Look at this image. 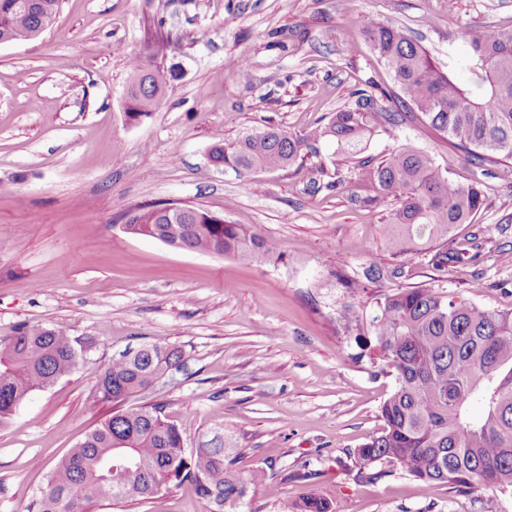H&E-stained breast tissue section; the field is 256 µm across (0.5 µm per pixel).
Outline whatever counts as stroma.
Masks as SVG:
<instances>
[{
  "label": "stroma",
  "mask_w": 512,
  "mask_h": 512,
  "mask_svg": "<svg viewBox=\"0 0 512 512\" xmlns=\"http://www.w3.org/2000/svg\"><path fill=\"white\" fill-rule=\"evenodd\" d=\"M354 13L404 28L443 66L462 54L463 30L512 26V0H62L52 29L0 44V336L42 324L71 336L81 356L0 430V512H26L50 467L114 411L95 396L101 370L152 344L182 348L183 360L127 407L158 405L187 447L218 438L238 449L241 476L264 470L238 512H278L308 494L336 512H512L510 493L463 495L397 465L365 480L356 450L382 430L395 378L339 322L348 304L371 320L397 288L512 310V180L468 164L420 120L376 125L368 155L411 146L451 182L481 181L485 194L484 211L455 236L398 258L384 239L391 203L364 204L370 191L334 144L303 160L323 180H344L316 194L291 168L208 160L214 142L250 126L304 134L354 107L361 89L388 92L394 108L393 76L348 24ZM160 36L170 45L163 95L129 123L128 60L149 59ZM237 58L249 61L248 76L227 70ZM167 201L276 239L284 257L258 263L123 232L129 212ZM472 237L477 257L436 264ZM94 509L208 512L185 486Z\"/></svg>",
  "instance_id": "obj_1"
}]
</instances>
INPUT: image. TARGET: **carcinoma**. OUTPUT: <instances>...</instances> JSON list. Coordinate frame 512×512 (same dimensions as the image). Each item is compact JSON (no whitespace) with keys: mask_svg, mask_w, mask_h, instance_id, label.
Listing matches in <instances>:
<instances>
[{"mask_svg":"<svg viewBox=\"0 0 512 512\" xmlns=\"http://www.w3.org/2000/svg\"><path fill=\"white\" fill-rule=\"evenodd\" d=\"M61 0H0V37L28 41L52 28ZM359 28L391 71L401 111L386 110L376 96L358 92L356 105L334 113L302 135L272 125L246 129L238 138L213 144L210 157L235 170H283L317 144L331 142L346 153L362 150L379 118L389 126L414 112L434 131L465 151L467 161L512 162V28L463 35L471 80L443 71L406 30L355 15ZM125 114L146 116L158 105L164 74L130 60ZM357 179L375 195L369 205L391 201L387 245L396 257L414 255L470 224L484 208L476 184H453L434 157L402 148L381 161L356 162ZM192 219L164 214L156 204L127 214L126 234L157 238L178 222L193 251L219 252L259 262L283 256L278 241L196 207ZM345 329L369 331L373 350L396 377L393 393L380 407L384 426L357 449L379 481L385 466L397 464L428 483L466 493L480 487L512 492V311L492 312L435 288H404L377 301V314L364 328L352 305L342 309ZM183 351L158 345L154 356L123 355L98 375L96 394L122 402L154 378L177 366ZM80 355L61 330L23 324L0 336V428L32 392L53 386L78 367ZM237 448L222 444L187 448L177 425L155 405L118 410L69 449L47 473L28 512H88L99 502H148L169 483L189 484L197 497L222 512L241 504L248 486L265 481L255 471L243 479L233 468ZM279 512H333L313 494L284 500Z\"/></svg>","mask_w":512,"mask_h":512,"instance_id":"carcinoma-1","label":"carcinoma"}]
</instances>
